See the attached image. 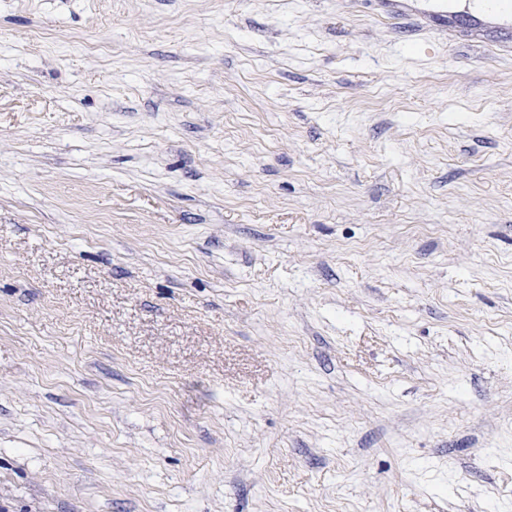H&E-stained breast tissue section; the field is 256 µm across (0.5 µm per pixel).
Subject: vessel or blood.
<instances>
[{
	"label": "vessel or blood",
	"instance_id": "1",
	"mask_svg": "<svg viewBox=\"0 0 512 512\" xmlns=\"http://www.w3.org/2000/svg\"><path fill=\"white\" fill-rule=\"evenodd\" d=\"M386 20L415 19L428 30L512 48V0H373Z\"/></svg>",
	"mask_w": 512,
	"mask_h": 512
}]
</instances>
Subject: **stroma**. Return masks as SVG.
Masks as SVG:
<instances>
[{
    "label": "stroma",
    "instance_id": "1",
    "mask_svg": "<svg viewBox=\"0 0 512 512\" xmlns=\"http://www.w3.org/2000/svg\"><path fill=\"white\" fill-rule=\"evenodd\" d=\"M0 507L512 512V51L0 0Z\"/></svg>",
    "mask_w": 512,
    "mask_h": 512
}]
</instances>
